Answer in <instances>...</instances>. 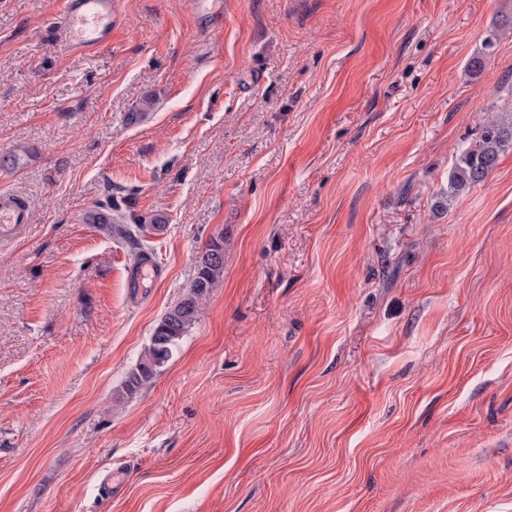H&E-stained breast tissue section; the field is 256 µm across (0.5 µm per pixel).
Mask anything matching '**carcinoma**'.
Masks as SVG:
<instances>
[{
	"label": "carcinoma",
	"mask_w": 512,
	"mask_h": 512,
	"mask_svg": "<svg viewBox=\"0 0 512 512\" xmlns=\"http://www.w3.org/2000/svg\"><path fill=\"white\" fill-rule=\"evenodd\" d=\"M512 146V120L489 119L480 134L478 144L461 150L448 175V203L473 186L486 181L497 165L505 147ZM110 218L100 224L117 243L128 248L133 270L138 271L152 262L154 249L140 238L145 221L127 222L126 213L117 202L105 205ZM224 273V234L220 233L195 256V276L188 292L161 317L144 349L139 363L125 381L126 392L132 394L150 382L173 357L179 341L194 325L203 300Z\"/></svg>",
	"instance_id": "obj_1"
}]
</instances>
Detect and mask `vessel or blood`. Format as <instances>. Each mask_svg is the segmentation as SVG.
<instances>
[{
	"label": "vessel or blood",
	"instance_id": "b4317fda",
	"mask_svg": "<svg viewBox=\"0 0 512 512\" xmlns=\"http://www.w3.org/2000/svg\"><path fill=\"white\" fill-rule=\"evenodd\" d=\"M117 0H58L53 24L60 42L86 54L111 42L116 25ZM30 208L19 196L0 192V238L11 236L18 225L29 223Z\"/></svg>",
	"mask_w": 512,
	"mask_h": 512
}]
</instances>
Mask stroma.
<instances>
[{
	"instance_id": "1",
	"label": "stroma",
	"mask_w": 512,
	"mask_h": 512,
	"mask_svg": "<svg viewBox=\"0 0 512 512\" xmlns=\"http://www.w3.org/2000/svg\"><path fill=\"white\" fill-rule=\"evenodd\" d=\"M511 16L119 0L87 55L51 0H0V190L32 203L0 239V512H512V147L448 199L512 117ZM116 197L167 219L150 278L83 220ZM217 235L223 276L127 393ZM477 143L461 150L448 175L449 201L486 181L505 147L512 146V118L510 121L489 119Z\"/></svg>"
}]
</instances>
